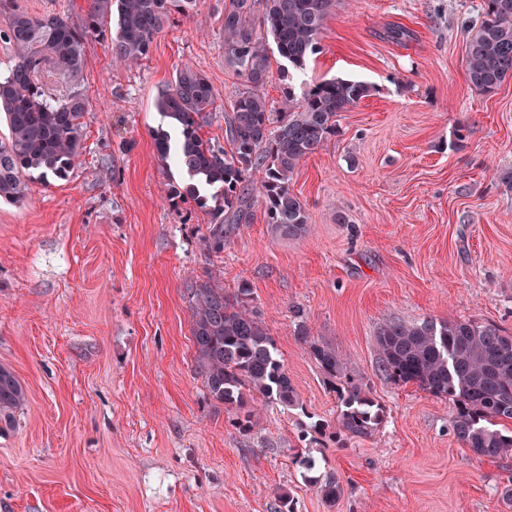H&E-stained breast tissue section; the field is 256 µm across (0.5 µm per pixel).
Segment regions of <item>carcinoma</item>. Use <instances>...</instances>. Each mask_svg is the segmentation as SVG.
Masks as SVG:
<instances>
[{
  "instance_id": "obj_1",
  "label": "carcinoma",
  "mask_w": 512,
  "mask_h": 512,
  "mask_svg": "<svg viewBox=\"0 0 512 512\" xmlns=\"http://www.w3.org/2000/svg\"><path fill=\"white\" fill-rule=\"evenodd\" d=\"M0 0V41L14 48V61L0 73V115L9 135L0 141V200L22 204L25 177L66 178L83 150V118L87 101L80 91L91 37L111 47L117 68H131L146 58L172 13H189L197 0H92L81 24L62 16L32 17ZM333 0H224V59L245 77L228 115L227 152L201 135L217 98L199 70L185 65L158 94L156 107L176 132V142L163 129L154 132L158 158L174 159L192 183L171 185V201L192 199L212 216L205 236L208 248L224 251V237L239 223L252 191L264 201L268 223L284 238H298L308 216L289 190L300 161L336 134L339 113L370 93L357 80L322 81L300 99L286 93L278 108L263 87L270 76L266 40L258 36L261 19L278 55L304 66L318 49ZM51 63L68 85L66 94H46L37 75ZM469 85L492 94L512 79V0H484L481 22L466 43ZM252 289L240 285L233 295L206 281L193 289L195 372L210 397L234 410V424L247 432L254 423L251 395L267 404L298 409L302 403L288 379L274 340L252 305ZM297 336L308 344L327 378L335 383L336 431L332 437H368L385 421L383 407L361 386L348 381L347 362L327 344L311 338L301 323ZM383 371L395 381L413 383L445 398L454 410V436L479 458L504 461L512 456V334L494 323L470 319L417 323L389 322L377 333ZM26 392L17 376L0 367V423L12 424L14 410ZM325 500L336 501L342 487L335 475L319 481Z\"/></svg>"
}]
</instances>
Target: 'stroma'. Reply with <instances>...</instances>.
<instances>
[{
  "label": "stroma",
  "instance_id": "35a3bbf8",
  "mask_svg": "<svg viewBox=\"0 0 512 512\" xmlns=\"http://www.w3.org/2000/svg\"><path fill=\"white\" fill-rule=\"evenodd\" d=\"M34 17L81 22L92 0H12ZM483 0H336L303 68L271 55L264 92L279 103L318 82L371 87L338 131L295 169L303 236H276L260 196L213 253L210 217L170 184L187 175L158 158L155 108L178 68L217 95L204 138L226 144L225 117L244 78L224 60V0L172 14L146 59L112 65L89 39L80 89L84 153L66 179H29L23 205L0 202V366L26 390L0 430V512H512V464L454 437L452 407L381 368L389 322L472 319L512 332V79L471 89L465 46ZM414 33L398 44L386 31ZM218 278L253 292L303 404L253 401L243 432L194 371L191 290ZM348 360L386 422L332 442L336 395L307 344ZM305 449L343 491L327 502L293 461Z\"/></svg>",
  "mask_w": 512,
  "mask_h": 512
}]
</instances>
